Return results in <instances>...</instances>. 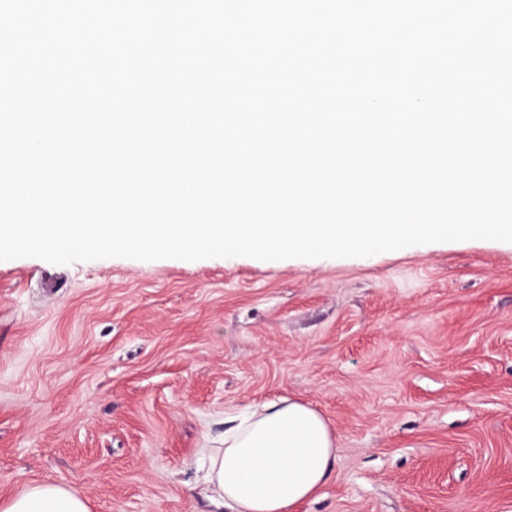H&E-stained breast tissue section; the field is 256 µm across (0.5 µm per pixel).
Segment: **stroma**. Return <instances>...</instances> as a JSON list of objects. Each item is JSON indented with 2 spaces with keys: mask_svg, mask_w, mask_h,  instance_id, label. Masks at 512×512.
<instances>
[{
  "mask_svg": "<svg viewBox=\"0 0 512 512\" xmlns=\"http://www.w3.org/2000/svg\"><path fill=\"white\" fill-rule=\"evenodd\" d=\"M310 404L336 466L296 512H512V243L359 258L0 261V503L210 512L188 463ZM2 512H88L85 500L75 491L56 484L39 483L8 500Z\"/></svg>",
  "mask_w": 512,
  "mask_h": 512,
  "instance_id": "stroma-1",
  "label": "stroma"
}]
</instances>
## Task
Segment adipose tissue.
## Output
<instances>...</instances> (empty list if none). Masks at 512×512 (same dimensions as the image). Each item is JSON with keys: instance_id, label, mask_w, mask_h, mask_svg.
I'll return each mask as SVG.
<instances>
[{"instance_id": "obj_1", "label": "adipose tissue", "mask_w": 512, "mask_h": 512, "mask_svg": "<svg viewBox=\"0 0 512 512\" xmlns=\"http://www.w3.org/2000/svg\"><path fill=\"white\" fill-rule=\"evenodd\" d=\"M336 437L315 409L295 400L269 401L225 430L224 445L198 463L202 494L220 512H296L332 475ZM0 512H88L75 491L30 486Z\"/></svg>"}]
</instances>
